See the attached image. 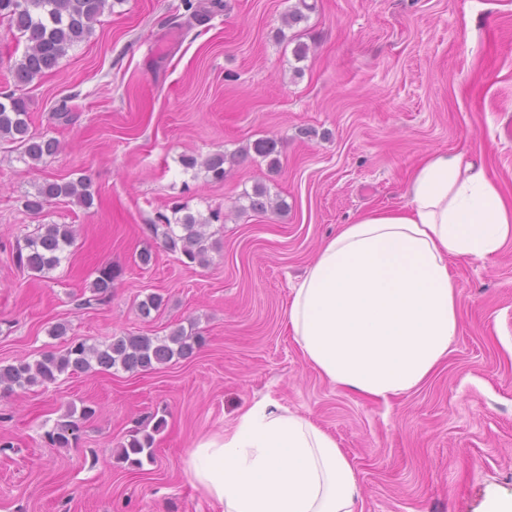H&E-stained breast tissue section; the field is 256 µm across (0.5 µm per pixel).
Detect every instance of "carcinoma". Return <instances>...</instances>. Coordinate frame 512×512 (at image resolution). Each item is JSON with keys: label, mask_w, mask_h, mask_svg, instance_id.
<instances>
[{"label": "carcinoma", "mask_w": 512, "mask_h": 512, "mask_svg": "<svg viewBox=\"0 0 512 512\" xmlns=\"http://www.w3.org/2000/svg\"><path fill=\"white\" fill-rule=\"evenodd\" d=\"M105 4L106 0H0V20H7L27 42L22 57L12 67L15 86L21 88L36 77L54 70L74 44L92 33ZM0 140L19 144L24 155L34 162L53 155L57 149L54 139L30 134L25 100L13 93L0 100ZM253 151L262 158L270 159V168L278 167L279 160L274 157L277 153L276 141L257 140L253 143ZM184 163L188 168L202 166L215 180L224 179L222 154H215L200 164L190 156L184 159ZM89 187L90 183L82 176L62 183L45 182L26 201V206L39 211L51 199L69 197L87 208L94 201ZM246 198L249 209L267 211L270 195L265 185H255L253 193L246 194ZM217 219L219 215L216 213L207 218L186 214L174 224H152L149 231L161 236L164 246L180 254L185 264L203 265L212 248L205 227ZM74 239L75 229L71 224H43L35 234L24 239V245L16 247L14 261L17 266L35 275L45 274L60 264L62 253ZM119 275L120 270L111 265L98 268L89 286L91 296L84 300L83 305L108 301L112 297L113 283ZM202 344L203 337L192 326H178L165 336L127 333L98 344L72 341L61 353L48 351L33 362L23 359L0 365V387L11 392L16 388L51 384L63 374L92 370L109 371L115 368L129 373L148 372L175 358L192 356ZM94 413L95 410L90 407L79 411L74 408L68 410L48 434L50 444L66 448L71 442L77 441L82 421ZM163 425L164 420L160 419L150 432L144 428L135 430L118 449L117 460L138 468L142 465L141 457L153 458L154 433L160 431Z\"/></svg>", "instance_id": "cac0c4a2"}]
</instances>
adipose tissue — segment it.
<instances>
[{"mask_svg":"<svg viewBox=\"0 0 512 512\" xmlns=\"http://www.w3.org/2000/svg\"><path fill=\"white\" fill-rule=\"evenodd\" d=\"M407 202L341 225L292 285L286 323L330 384L389 401L426 381L459 330L452 256L485 260L512 241V202L480 161L430 152ZM192 483L224 512H352L357 471L310 418L262 399L188 451Z\"/></svg>","mask_w":512,"mask_h":512,"instance_id":"obj_1","label":"adipose tissue"}]
</instances>
